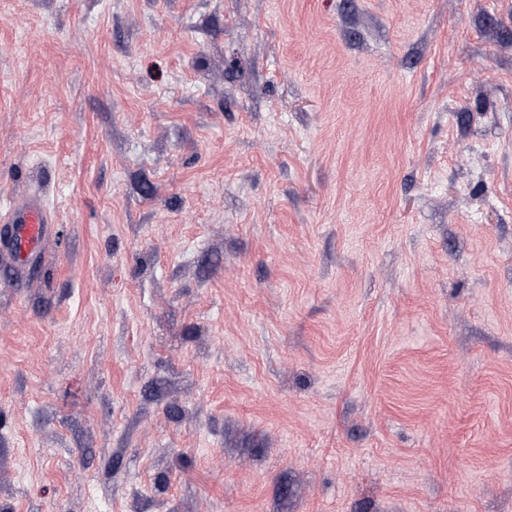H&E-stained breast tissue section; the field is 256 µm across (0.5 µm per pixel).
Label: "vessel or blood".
<instances>
[{"label":"vessel or blood","instance_id":"b4317fda","mask_svg":"<svg viewBox=\"0 0 512 512\" xmlns=\"http://www.w3.org/2000/svg\"><path fill=\"white\" fill-rule=\"evenodd\" d=\"M48 188L37 185L13 200L4 224L8 231L7 259L25 270L40 258L44 247L54 232V219L48 206Z\"/></svg>","mask_w":512,"mask_h":512}]
</instances>
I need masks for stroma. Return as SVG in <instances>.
Returning <instances> with one entry per match:
<instances>
[{
    "instance_id": "stroma-1",
    "label": "stroma",
    "mask_w": 512,
    "mask_h": 512,
    "mask_svg": "<svg viewBox=\"0 0 512 512\" xmlns=\"http://www.w3.org/2000/svg\"><path fill=\"white\" fill-rule=\"evenodd\" d=\"M0 512H512V0H0ZM48 187L37 185L13 200L4 224L8 231L6 258L23 274L40 258L54 232V219L48 206Z\"/></svg>"
}]
</instances>
